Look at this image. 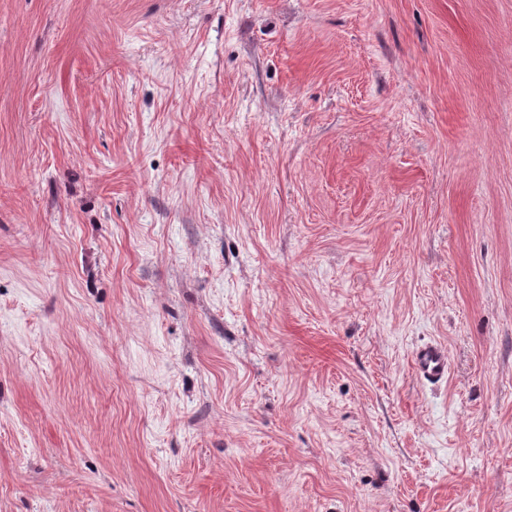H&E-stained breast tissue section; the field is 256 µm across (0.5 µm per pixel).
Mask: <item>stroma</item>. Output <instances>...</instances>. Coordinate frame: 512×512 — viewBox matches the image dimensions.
Listing matches in <instances>:
<instances>
[{
	"mask_svg": "<svg viewBox=\"0 0 512 512\" xmlns=\"http://www.w3.org/2000/svg\"><path fill=\"white\" fill-rule=\"evenodd\" d=\"M0 512H512V0H0ZM412 362L417 377L423 382L436 384L448 379V355L440 344L428 343L418 347Z\"/></svg>",
	"mask_w": 512,
	"mask_h": 512,
	"instance_id": "1",
	"label": "stroma"
}]
</instances>
